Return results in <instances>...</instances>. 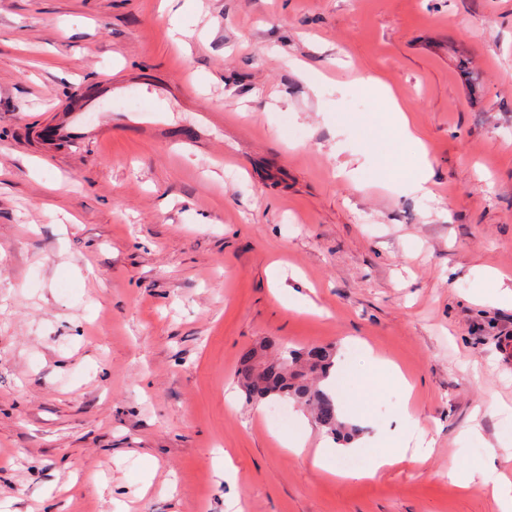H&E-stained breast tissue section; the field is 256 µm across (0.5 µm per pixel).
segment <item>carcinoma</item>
<instances>
[{
	"label": "carcinoma",
	"mask_w": 512,
	"mask_h": 512,
	"mask_svg": "<svg viewBox=\"0 0 512 512\" xmlns=\"http://www.w3.org/2000/svg\"><path fill=\"white\" fill-rule=\"evenodd\" d=\"M272 348H277V345H272ZM254 358L252 353L245 355L237 368V383L246 395L256 400L292 398L306 406L318 427L333 438L352 434L351 429L339 420L332 396L320 387L334 366L332 349L324 347L314 358L309 349H279L274 355L279 373L273 380L269 377V370L255 365Z\"/></svg>",
	"instance_id": "1"
}]
</instances>
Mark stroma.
I'll use <instances>...</instances> for the list:
<instances>
[{"label":"stroma","instance_id":"obj_1","mask_svg":"<svg viewBox=\"0 0 512 512\" xmlns=\"http://www.w3.org/2000/svg\"><path fill=\"white\" fill-rule=\"evenodd\" d=\"M201 2L177 40L184 0H0V512H501L448 470L512 446V307L475 300L512 277V0ZM104 83L91 136L45 144ZM272 338L335 348L359 435L410 407L428 463L288 453L303 407L233 380ZM365 85L373 93L383 97L388 104L387 112H383V117L392 133L393 142L415 139L409 118L403 106L392 95L389 87L380 79L371 77L365 81ZM433 176V167L426 154L422 153L416 157L410 171L407 173V186L411 192L421 193L422 196L429 197L431 192L427 189V184Z\"/></svg>","mask_w":512,"mask_h":512}]
</instances>
